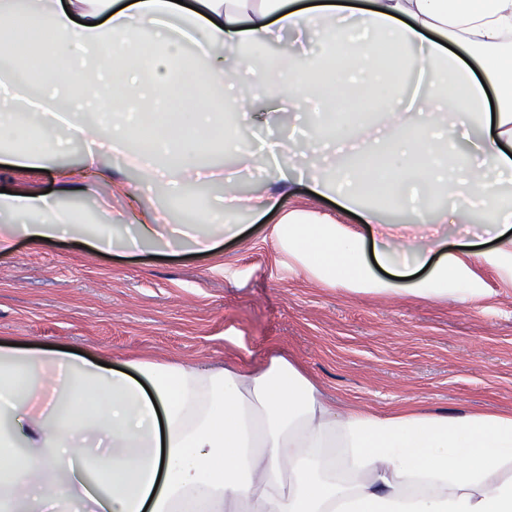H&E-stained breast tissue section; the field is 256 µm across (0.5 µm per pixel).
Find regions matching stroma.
Instances as JSON below:
<instances>
[{
    "label": "stroma",
    "instance_id": "stroma-1",
    "mask_svg": "<svg viewBox=\"0 0 512 512\" xmlns=\"http://www.w3.org/2000/svg\"><path fill=\"white\" fill-rule=\"evenodd\" d=\"M236 126L248 143L312 132L273 98L255 99ZM81 154L80 145H66L40 172L0 165V189L47 192L57 168L77 165ZM124 177L139 186L143 211H167L176 224L186 208L215 203L223 193L218 185L188 183L173 197L140 187L137 171ZM278 218L238 214L244 233L206 254L186 247L103 254L64 240H19L0 256V343L105 352L116 364L259 366L281 352L346 408L512 412V285L494 268L469 258L488 290L475 304L355 294L288 267L272 236ZM230 334L242 337V346L227 343Z\"/></svg>",
    "mask_w": 512,
    "mask_h": 512
}]
</instances>
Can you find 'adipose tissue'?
<instances>
[{
	"instance_id": "1",
	"label": "adipose tissue",
	"mask_w": 512,
	"mask_h": 512,
	"mask_svg": "<svg viewBox=\"0 0 512 512\" xmlns=\"http://www.w3.org/2000/svg\"><path fill=\"white\" fill-rule=\"evenodd\" d=\"M199 42L192 64L169 59ZM275 44L277 57L247 48ZM125 70L102 84L110 109H71L98 56ZM0 80L21 95L0 107V144L15 167L40 169L55 138L130 149L143 182L178 189L187 173L222 180L217 207L190 224L142 216L124 246L197 251L241 232L229 216L278 210L279 192L241 194L212 161L216 145L249 167L236 129L196 99L221 86L250 111L244 84L300 109L323 98L315 137L275 146L321 197L376 225L373 241L326 215L280 212L281 254L315 281L380 297H483L438 225L479 224L496 240L482 258L512 283V0H0ZM337 96L376 104L378 120L343 123ZM113 179L90 151L54 195L0 193V254L18 238L69 236L112 249L116 212L99 233L73 232L65 199ZM409 214L385 221V209ZM0 512H512V414L403 407L340 411L296 362L215 366L99 357L0 344Z\"/></svg>"
}]
</instances>
